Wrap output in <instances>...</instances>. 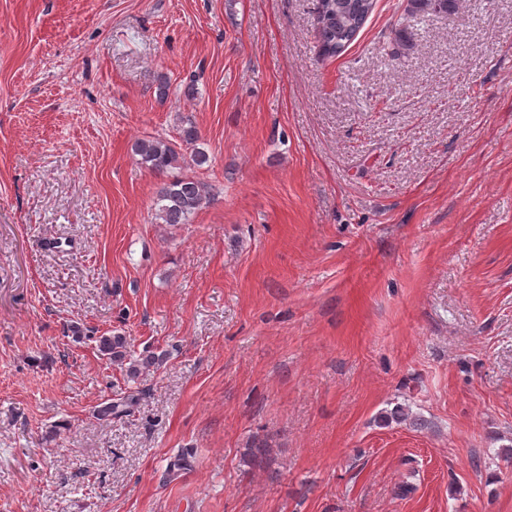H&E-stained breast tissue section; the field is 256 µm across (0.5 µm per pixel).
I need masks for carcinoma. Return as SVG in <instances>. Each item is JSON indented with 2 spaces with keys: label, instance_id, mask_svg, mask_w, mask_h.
Segmentation results:
<instances>
[{
  "label": "carcinoma",
  "instance_id": "1",
  "mask_svg": "<svg viewBox=\"0 0 512 512\" xmlns=\"http://www.w3.org/2000/svg\"><path fill=\"white\" fill-rule=\"evenodd\" d=\"M318 3L319 53L325 58L345 52L377 6V0H318ZM458 4L459 0H408V13L412 17L448 14L455 11ZM178 135L177 144L166 138L149 137L138 139L131 146L142 166L166 177L155 202L156 218L163 224H188L211 200V186L197 175L184 172L186 167L206 170L211 166L212 159L203 147L199 130L187 121L181 124ZM99 351L126 366L127 376L132 380L163 363V358L153 353L133 357L128 339L122 333L100 337ZM139 401V394H129L119 402L100 407L97 416L110 420L114 415L118 417L128 412ZM379 422L385 426L395 422L411 428L425 427L422 418L400 405L380 413Z\"/></svg>",
  "mask_w": 512,
  "mask_h": 512
}]
</instances>
